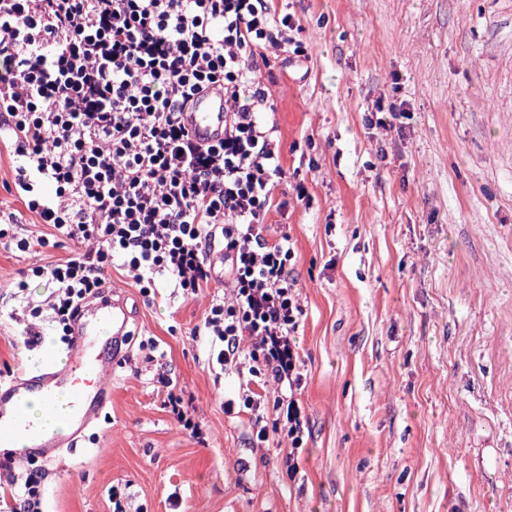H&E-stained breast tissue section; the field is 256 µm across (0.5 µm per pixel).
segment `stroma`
Listing matches in <instances>:
<instances>
[{"label":"stroma","mask_w":512,"mask_h":512,"mask_svg":"<svg viewBox=\"0 0 512 512\" xmlns=\"http://www.w3.org/2000/svg\"><path fill=\"white\" fill-rule=\"evenodd\" d=\"M288 11L304 52L269 53L262 79L288 172L265 222L295 244L305 307L297 475L277 442L256 447L250 410L224 411L239 380L194 333L223 284L145 297L116 261L134 334L111 402L57 462L0 451V492L35 468L47 512H112L116 493L131 512H512V0ZM400 103L395 128L375 124ZM18 163L0 140V211L25 237L49 235L16 192ZM77 249L0 245V375L59 348L47 322L41 344L22 342L28 305L51 285H16ZM162 372L191 397L203 438L165 409Z\"/></svg>","instance_id":"1"}]
</instances>
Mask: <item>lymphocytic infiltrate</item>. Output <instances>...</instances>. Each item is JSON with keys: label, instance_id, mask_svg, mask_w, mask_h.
<instances>
[{"label": "lymphocytic infiltrate", "instance_id": "lymphocytic-infiltrate-1", "mask_svg": "<svg viewBox=\"0 0 512 512\" xmlns=\"http://www.w3.org/2000/svg\"><path fill=\"white\" fill-rule=\"evenodd\" d=\"M298 26L270 0H0V132L20 159L14 184L55 237L82 252L32 268L52 284L45 308L62 343L120 260L143 294L208 287L207 253L224 243L222 297L199 327L239 399L277 412L256 437L290 452L307 420L296 399L304 315L289 236L265 216L285 177L257 49L294 45ZM224 92V136L202 145L181 114L198 92ZM55 187L54 194L42 191Z\"/></svg>", "mask_w": 512, "mask_h": 512}]
</instances>
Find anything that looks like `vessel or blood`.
<instances>
[{
	"mask_svg": "<svg viewBox=\"0 0 512 512\" xmlns=\"http://www.w3.org/2000/svg\"><path fill=\"white\" fill-rule=\"evenodd\" d=\"M182 120L195 140L222 139L223 92L209 89L197 94ZM131 319L120 292L91 302L72 326L69 354L63 365L50 362L40 370L0 380V447L20 445L52 460L63 448L75 445L112 398V364L96 355L97 339L108 336L113 343H122L131 334ZM31 395L40 396L46 409L63 421L66 435L49 434L29 421L24 406Z\"/></svg>",
	"mask_w": 512,
	"mask_h": 512,
	"instance_id": "b4317fda",
	"label": "vessel or blood"
}]
</instances>
